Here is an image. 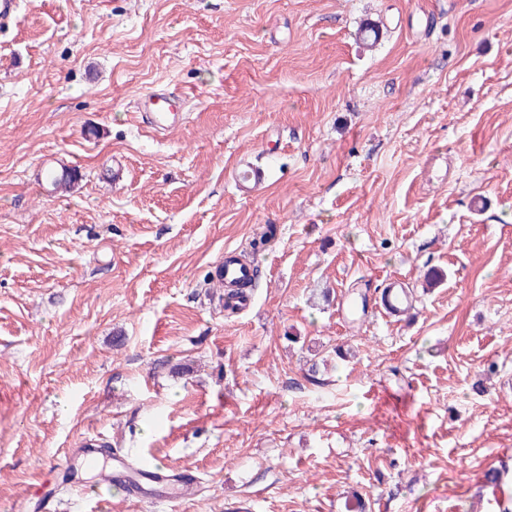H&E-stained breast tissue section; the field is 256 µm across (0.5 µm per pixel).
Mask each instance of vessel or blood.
<instances>
[{
	"instance_id": "obj_1",
	"label": "vessel or blood",
	"mask_w": 512,
	"mask_h": 512,
	"mask_svg": "<svg viewBox=\"0 0 512 512\" xmlns=\"http://www.w3.org/2000/svg\"><path fill=\"white\" fill-rule=\"evenodd\" d=\"M140 110L150 127L157 132L174 128L182 123L183 115L179 102L172 96L150 92L140 99ZM265 181L262 168L248 161H241L235 171V184L244 195H254ZM219 280L228 285L250 277L252 269L236 261L233 254H225L219 266ZM382 305L390 314L400 315L409 309L414 298L411 292L399 281H391L381 298ZM80 454L84 464H92L98 459H106V466L101 469L104 484H117L126 489L129 502L138 503L152 498L164 501L178 496L182 485L179 470L153 462L140 466L132 465L126 457L120 455L106 456L101 439L84 440Z\"/></svg>"
}]
</instances>
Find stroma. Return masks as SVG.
Instances as JSON below:
<instances>
[{
  "mask_svg": "<svg viewBox=\"0 0 512 512\" xmlns=\"http://www.w3.org/2000/svg\"><path fill=\"white\" fill-rule=\"evenodd\" d=\"M153 90L181 125L136 118ZM244 158L269 173L250 197ZM228 249L258 269L231 315L210 280ZM395 279L401 318L379 305ZM87 436L194 493L61 489ZM501 490L512 0H20L0 21V512H501ZM45 180L56 192L66 191L78 181L80 175L76 168L62 167L61 171L49 169L45 172Z\"/></svg>",
  "mask_w": 512,
  "mask_h": 512,
  "instance_id": "35a3bbf8",
  "label": "stroma"
}]
</instances>
